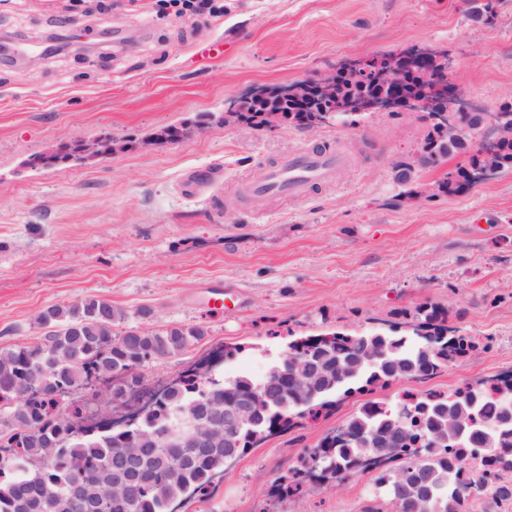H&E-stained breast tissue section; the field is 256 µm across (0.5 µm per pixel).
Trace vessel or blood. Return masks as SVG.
Segmentation results:
<instances>
[{
  "mask_svg": "<svg viewBox=\"0 0 512 512\" xmlns=\"http://www.w3.org/2000/svg\"><path fill=\"white\" fill-rule=\"evenodd\" d=\"M347 161V155L335 147H301L281 157L262 182L249 186L248 194L255 200L284 193L303 197L314 186L334 179Z\"/></svg>",
  "mask_w": 512,
  "mask_h": 512,
  "instance_id": "obj_1",
  "label": "vessel or blood"
}]
</instances>
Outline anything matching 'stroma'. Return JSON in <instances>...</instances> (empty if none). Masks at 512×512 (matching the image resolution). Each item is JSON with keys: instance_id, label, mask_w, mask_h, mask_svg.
Returning a JSON list of instances; mask_svg holds the SVG:
<instances>
[{"instance_id": "obj_1", "label": "stroma", "mask_w": 512, "mask_h": 512, "mask_svg": "<svg viewBox=\"0 0 512 512\" xmlns=\"http://www.w3.org/2000/svg\"><path fill=\"white\" fill-rule=\"evenodd\" d=\"M224 0L193 22L161 0H119L112 14L83 0H0V348L37 342L35 318L88 296L112 301L130 326L203 324L206 336L146 363L155 388L224 346L241 347L224 375L261 378L290 336L349 332L394 320L424 301L448 307L476 340L494 337L425 382L376 388L384 408L403 392L448 393L512 373V172L439 196L463 154L414 173L401 198L399 162L416 159L425 123L406 108L356 126L227 127L229 101L260 87L335 73L345 63L411 48L447 52L448 75L474 111L512 102V0ZM223 39L224 54L197 48ZM191 122V137L154 142ZM105 136L125 149L83 165L33 170L25 160ZM344 144L354 162L305 197H240L300 146ZM267 435L229 461L211 499L173 512H363L373 477L273 486L301 466L362 403Z\"/></svg>"}]
</instances>
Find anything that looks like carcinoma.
Here are the masks:
<instances>
[{"label":"carcinoma","mask_w":512,"mask_h":512,"mask_svg":"<svg viewBox=\"0 0 512 512\" xmlns=\"http://www.w3.org/2000/svg\"><path fill=\"white\" fill-rule=\"evenodd\" d=\"M353 93L372 95L380 85L340 69ZM279 119L258 101L239 118L248 128L267 130L282 123L304 128L333 124L329 104L315 97L278 102ZM427 124L417 162L428 165L463 142L448 145V113L423 106ZM481 151L448 171L438 192L454 194L476 182L484 170ZM414 164L397 167L395 180L402 197L418 195ZM512 171V135L500 139L494 172ZM125 319L112 302L87 297L73 304L52 305L37 321L48 332L34 344L0 349V512H172L184 497L205 500L214 492V476L230 457H239L267 434L290 423L294 411L319 416L336 406V395L370 394L376 385L401 379L427 380L448 364L477 349V343L448 324V309L425 301L386 329L360 333L336 331L328 336L298 338L288 344V361L308 363L316 375L311 398L290 376L268 373L260 380L239 375L218 379L212 369H188L155 393H147L138 372L153 357L179 353L205 336L199 325H181L147 332L138 326L122 335L113 327ZM386 347L387 359L377 366L360 364L356 376L338 383L336 358L360 360L372 347ZM272 384L269 410L239 434L240 447H224V437L201 451L185 432L212 426L208 395L227 392L235 399L259 386ZM105 387L112 403L147 398L150 408L123 427L103 413L86 410ZM454 405L470 420L462 432L448 427L444 408ZM355 434L368 436V447L336 446L331 437L310 450L303 467L275 484L278 496H298L321 482L340 483L361 466L374 473V486L390 499L395 512H475L481 500L512 499V373L491 382L465 383L444 394L429 391L406 395L395 411L367 400L346 422ZM129 448L142 454L136 498L112 493L119 454Z\"/></svg>","instance_id":"obj_1"}]
</instances>
